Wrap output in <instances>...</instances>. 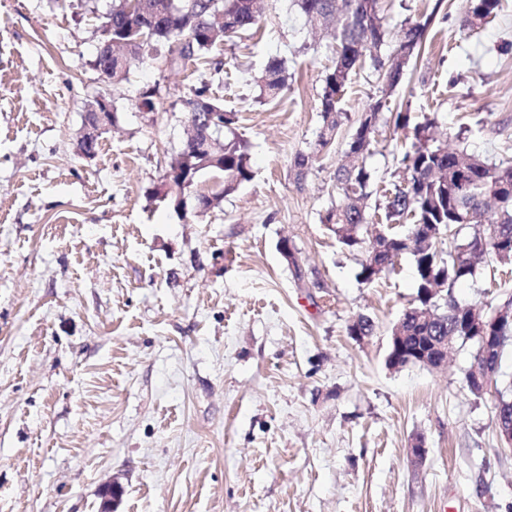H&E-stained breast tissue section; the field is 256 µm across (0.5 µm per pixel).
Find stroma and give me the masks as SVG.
Returning <instances> with one entry per match:
<instances>
[{
    "label": "stroma",
    "mask_w": 512,
    "mask_h": 512,
    "mask_svg": "<svg viewBox=\"0 0 512 512\" xmlns=\"http://www.w3.org/2000/svg\"><path fill=\"white\" fill-rule=\"evenodd\" d=\"M380 7L394 34L440 14L391 108L431 115L452 144L483 120L473 150L512 160V0L473 31L465 0ZM111 8L0 0V512H104L114 486L116 512H512L496 396L463 388L472 345L441 368H388L413 262L360 283L363 251L341 249L320 221L345 135L295 178L332 37L274 0L255 35L179 69L131 62L114 86L94 66ZM271 55L292 82L264 103L254 78ZM201 82L236 112L255 176L218 207L183 213L151 192L186 138L181 98ZM147 88L151 118L137 107ZM379 96L365 64L343 109L357 118ZM99 99L116 124L87 160L78 141ZM403 143L378 124L365 158L375 185L396 181ZM491 276L479 267L457 299H511L512 278L495 288ZM360 314L376 330L358 341L346 326Z\"/></svg>",
    "instance_id": "stroma-1"
}]
</instances>
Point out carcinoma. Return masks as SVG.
I'll return each mask as SVG.
<instances>
[{"instance_id": "carcinoma-1", "label": "carcinoma", "mask_w": 512, "mask_h": 512, "mask_svg": "<svg viewBox=\"0 0 512 512\" xmlns=\"http://www.w3.org/2000/svg\"><path fill=\"white\" fill-rule=\"evenodd\" d=\"M305 25L314 29L336 21L334 57L325 73L320 98V126L309 150L296 153L293 167L297 180H302L314 158L335 150L336 138L348 113L343 99L351 77L361 69L367 53L384 45L390 31L381 13L379 0H293ZM501 0H470L465 26L478 27L495 14ZM270 8V0H116L112 17V52L102 51V64L112 65V80L128 79L127 59L145 54L158 55L165 43L176 45L167 63L184 66L204 57L220 38L227 42L255 29ZM437 11L405 25L390 52L389 61L374 60L382 96L370 103L348 133L343 159L337 164L334 181L337 199L321 216L338 244L349 251L366 243L365 234L372 223L384 236L378 239L383 250L375 255L364 252L357 279L371 284L395 267V260L408 255L415 267L416 296L403 310L391 329L400 336L401 361L413 354L434 336H452L454 343H466L464 324L474 309L480 310L484 323L491 324L499 337V350L494 358L502 360L506 343L512 340V301L487 308L481 304L462 305L454 289L475 275L477 266L505 268L512 265V161L489 162L469 148V141L483 137L484 127L468 129L462 144L450 148L441 143L435 132V119L424 114L414 120L409 112H392L389 122L394 132H403L409 146L402 165L409 172L411 186L393 183L381 197L384 205H371V172L365 165V154L374 137L387 98L402 84L409 64L424 50L435 22ZM286 59H268L255 84L260 95L274 101L288 88ZM188 96L208 103V111L224 113V136L219 150L224 153L222 189L211 195L201 193L203 209L215 207L225 196L253 179L250 141L232 130L236 113L224 104L203 82L188 89ZM162 182L152 191L156 199L166 201L190 191L188 185L175 183L172 191ZM469 234L460 237L462 230ZM448 248H443V244ZM445 287L448 298L432 295V285ZM371 336L375 323L367 315L352 318L347 335L353 329Z\"/></svg>"}]
</instances>
